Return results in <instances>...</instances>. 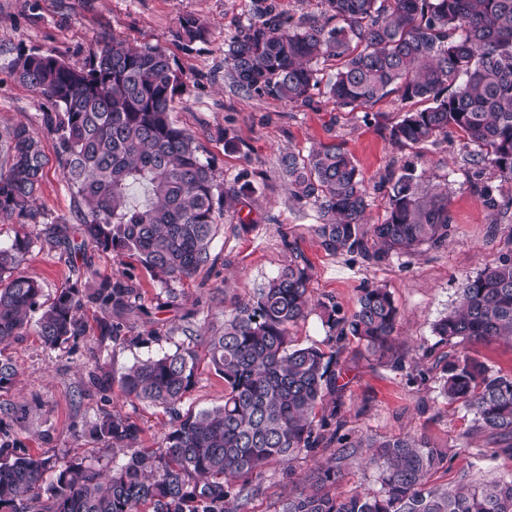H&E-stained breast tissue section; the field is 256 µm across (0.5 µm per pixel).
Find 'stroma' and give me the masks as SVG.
<instances>
[{
    "instance_id": "obj_1",
    "label": "stroma",
    "mask_w": 512,
    "mask_h": 512,
    "mask_svg": "<svg viewBox=\"0 0 512 512\" xmlns=\"http://www.w3.org/2000/svg\"><path fill=\"white\" fill-rule=\"evenodd\" d=\"M252 10L253 0H0V131L23 123L39 134L46 164L37 207L49 220L73 214L56 137L42 122L53 105L19 82L12 63L19 55L40 52L79 67L99 41L112 37L157 44L167 51L186 84L172 104L173 119L194 134L219 181L249 180L258 188L236 209L225 211L208 262L177 285L173 304L133 256L92 244L76 260L61 247L34 249L21 268L40 282L45 298L68 281L88 283L125 272L139 283L151 318L127 321L115 339L100 334L101 313L88 305L82 310L88 334L77 346L49 349L32 332L0 345V356L16 370L13 384L0 389V420L11 424L29 452L62 461L121 463L122 453L102 449L92 433L93 424L107 413L130 417L139 425V447H158L172 415L126 397L118 377L138 361L189 342L200 362L181 412L222 404L224 380L205 358L206 340L235 303L249 299L298 252L312 266L314 302L334 303L347 312L363 288H387L400 311L396 347L426 371L425 379L413 380L408 370L372 365L357 348H349L340 383L345 387L343 431L350 440L411 428L423 431L433 445L448 451L447 465L432 476L438 485L511 474L512 455L494 452L477 432L473 413L440 395L442 368L435 358L445 348L433 334L434 323L455 307L467 280L512 248V207L492 210L480 197L482 185H498L496 171L486 166L474 174L455 138L395 148L388 129L407 107L393 94L369 108L349 111L336 108L321 88L304 105L237 89L226 76L224 51ZM187 15L205 23L202 39L189 43L179 37L180 20ZM228 137L237 150L225 149ZM331 142L350 153L369 186L370 223L384 220L388 179L406 165L425 168L437 183L447 185V244L425 246L380 266L350 253L325 251L316 231V209L291 201L280 158L290 150L304 153L312 145ZM316 462L309 455L289 466L272 465L248 512H278L292 483Z\"/></svg>"
}]
</instances>
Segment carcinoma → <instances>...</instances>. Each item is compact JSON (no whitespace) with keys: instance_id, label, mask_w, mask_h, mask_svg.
<instances>
[{"instance_id":"cac0c4a2","label":"carcinoma","mask_w":512,"mask_h":512,"mask_svg":"<svg viewBox=\"0 0 512 512\" xmlns=\"http://www.w3.org/2000/svg\"><path fill=\"white\" fill-rule=\"evenodd\" d=\"M253 18L225 50L231 83L258 96L290 104L310 101L321 83L318 63L340 62L326 84L339 108L376 103L396 92L401 102H427L388 129L396 147L434 144L462 133L471 162L488 165L512 186V0H321V11L297 18L254 0ZM203 22L188 15L180 37H203ZM18 79L50 99L43 114L57 137L58 161L73 190V220L97 247L135 255L144 269L177 298L175 285L209 259L224 203L256 192L246 181L217 180L188 130L170 117L184 91L179 69L158 45L99 43L76 67L38 52L17 57ZM280 164L290 199L317 208V232L332 254L355 253L373 266L422 245L448 240V194L423 186L407 168L390 179L387 217L368 225L369 192L353 159L339 144L288 153ZM45 155L38 134L12 127L0 149V222L24 227L0 246V343L34 330L55 349L87 336L78 316L85 304L103 318L100 334L118 337L123 322L143 312L140 288L119 274L94 285L67 283L48 301L21 265L37 244L81 251L70 220L45 221L35 207ZM144 183L150 200L129 201ZM312 267L292 260L224 319L207 343L215 372L224 378V403L179 413L197 366L194 347L132 365L119 377L132 400L161 407L176 420L155 449L136 448L139 426L104 415L94 433L107 449L123 448V463L106 471L20 448L0 420V512H246L273 463H292L331 445L306 485L288 492L280 512H512V475L452 488L431 483L448 464L420 431L347 441L338 411L337 379L350 340L380 366L404 369L394 351L399 309L382 286L365 288L353 309L321 303L330 350L298 346L291 327L313 310ZM448 346L440 393L475 417L476 430L512 455V375L493 370L463 343L512 342V250L467 280L457 305L433 326ZM366 449L375 491L336 492L342 462Z\"/></svg>"}]
</instances>
